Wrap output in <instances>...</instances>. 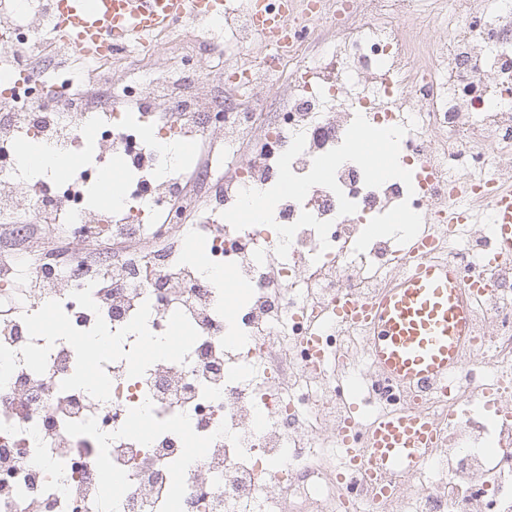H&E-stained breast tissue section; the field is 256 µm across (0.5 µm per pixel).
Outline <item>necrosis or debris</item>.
I'll list each match as a JSON object with an SVG mask.
<instances>
[{"mask_svg": "<svg viewBox=\"0 0 512 512\" xmlns=\"http://www.w3.org/2000/svg\"><path fill=\"white\" fill-rule=\"evenodd\" d=\"M421 2L311 0L256 58L254 19L227 0L215 26L233 33L246 58L228 69L227 83L255 89L284 65L289 101L254 158L223 184L213 185L209 166L194 167L192 179L211 201L199 228L166 218L183 174L165 141L196 144L217 135L234 146L253 127L261 100L232 104L219 93H198L194 72L204 46L184 60L177 82L146 71L116 88L107 73L99 78L107 94L95 99L76 92L67 75L51 90L23 50L50 24L53 0H0V79L24 76L0 100V207L37 194L65 213L73 240L108 233L117 243L111 255L93 260L77 252L66 260L31 255L27 243L40 220L34 212L0 237V252L27 256L24 266L0 271L1 295L18 277L53 284L18 296L19 321L0 334V512H27L36 498L51 500L52 512H285L289 504L296 512H370L374 495L358 469L338 468L336 434L348 410L339 370L346 366L368 371L373 406L419 407L443 431L415 477L391 478L395 512H512V271H486L475 349L455 379L420 396L369 372L353 326L330 330L313 346L304 341L329 302L369 297L403 268L405 253L391 238L355 253L371 218L406 201L439 223L456 173L476 182L480 206L496 180L512 173V0H450L448 38L434 48L412 45L400 28ZM334 28L341 37L322 59L306 57L311 34ZM120 102L153 119L158 137L126 123L116 111ZM395 112L417 122L414 144L399 157L412 187L397 179L368 187L359 166L347 162L336 178L355 214L339 215L336 193L323 186L274 210L276 224L296 223L304 211L330 222L328 250L304 227L282 260L273 227L238 231L223 222L240 190L275 184L277 160L296 133L306 145L291 169L303 175L314 157L342 142L355 115L386 127ZM93 125L97 167L59 180L46 172L22 176V141L64 157L81 152ZM115 161L123 169L121 193L88 206L101 167ZM197 241L206 244L203 269L185 260ZM489 247L476 227L451 240L447 255L467 278ZM145 261L162 277L141 280ZM92 262L111 280L109 293L88 276ZM214 271L224 273L225 284L211 279ZM156 337L171 339L172 355H146L145 342ZM134 356L139 366H131ZM80 365L92 368L99 388L72 384ZM178 392L189 405L173 403ZM144 408L152 415L148 431L134 421ZM193 441L199 459L188 468ZM105 467L117 484L110 493Z\"/></svg>", "mask_w": 512, "mask_h": 512, "instance_id": "1", "label": "necrosis or debris"}]
</instances>
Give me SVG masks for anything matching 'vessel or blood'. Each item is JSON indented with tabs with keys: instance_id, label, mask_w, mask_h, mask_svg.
<instances>
[{
	"instance_id": "1",
	"label": "vessel or blood",
	"mask_w": 512,
	"mask_h": 512,
	"mask_svg": "<svg viewBox=\"0 0 512 512\" xmlns=\"http://www.w3.org/2000/svg\"><path fill=\"white\" fill-rule=\"evenodd\" d=\"M52 32L74 57L90 61L110 49L142 43L179 19L223 14L224 0H54ZM288 26L287 14H257L255 33L270 38ZM445 213V232L457 224L485 223L493 235L496 261L512 265V187L494 190L485 214L474 212L466 184L454 185ZM442 239L422 225L408 243L402 271L368 298L337 300L336 321L359 325L371 367L408 392L447 382L474 347V316L483 294L461 278L457 267L440 259ZM437 446L431 419L415 410L370 412L365 446L349 456L364 468L381 496L386 474L414 476Z\"/></svg>"
}]
</instances>
